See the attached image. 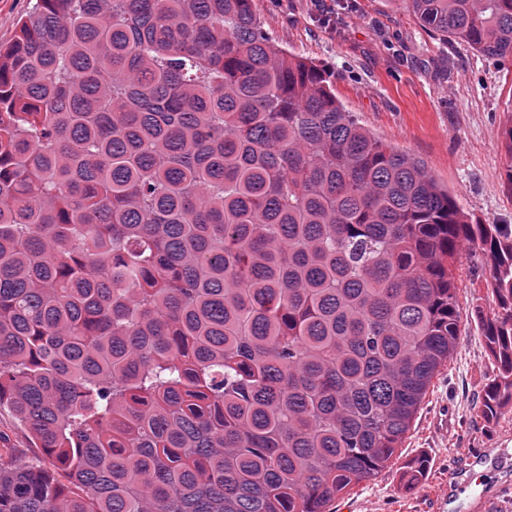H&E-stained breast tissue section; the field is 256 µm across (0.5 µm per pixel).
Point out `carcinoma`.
Wrapping results in <instances>:
<instances>
[{"instance_id": "carcinoma-1", "label": "carcinoma", "mask_w": 512, "mask_h": 512, "mask_svg": "<svg viewBox=\"0 0 512 512\" xmlns=\"http://www.w3.org/2000/svg\"><path fill=\"white\" fill-rule=\"evenodd\" d=\"M252 2L35 0L0 45V409L51 464L0 463V512H329L452 356L465 245L496 301L475 419L512 402V225ZM400 2L512 62V0Z\"/></svg>"}]
</instances>
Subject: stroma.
Here are the masks:
<instances>
[{
  "label": "stroma",
  "instance_id": "obj_1",
  "mask_svg": "<svg viewBox=\"0 0 512 512\" xmlns=\"http://www.w3.org/2000/svg\"><path fill=\"white\" fill-rule=\"evenodd\" d=\"M253 9L280 46L330 70L337 97L360 124L424 161L469 217L512 224V152L502 139L512 123V66L496 67L433 38L393 0H253ZM326 11L333 27L319 21ZM456 274L461 326L454 355L433 378L390 466L337 499L333 512H472L484 497L491 512H512V466L481 483L469 478L479 458L512 454V403L496 420H473L494 364L471 312H491L495 299L480 254L463 252ZM41 455L0 410V460ZM419 457L428 461L427 479L405 492L400 475Z\"/></svg>",
  "mask_w": 512,
  "mask_h": 512
}]
</instances>
